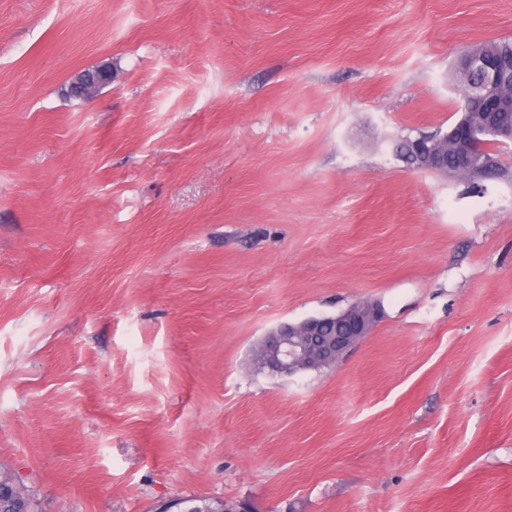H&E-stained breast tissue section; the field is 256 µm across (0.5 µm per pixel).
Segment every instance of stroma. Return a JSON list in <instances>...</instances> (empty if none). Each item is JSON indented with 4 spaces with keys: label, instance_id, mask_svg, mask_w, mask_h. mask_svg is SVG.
<instances>
[{
    "label": "stroma",
    "instance_id": "obj_1",
    "mask_svg": "<svg viewBox=\"0 0 512 512\" xmlns=\"http://www.w3.org/2000/svg\"><path fill=\"white\" fill-rule=\"evenodd\" d=\"M500 39L512 0H0V469L42 512H512V148L391 150ZM359 303L334 365L255 366Z\"/></svg>",
    "mask_w": 512,
    "mask_h": 512
}]
</instances>
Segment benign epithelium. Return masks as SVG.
Here are the masks:
<instances>
[{
  "instance_id": "obj_1",
  "label": "benign epithelium",
  "mask_w": 512,
  "mask_h": 512,
  "mask_svg": "<svg viewBox=\"0 0 512 512\" xmlns=\"http://www.w3.org/2000/svg\"><path fill=\"white\" fill-rule=\"evenodd\" d=\"M463 69L478 75L475 103L486 105L489 130L498 141L512 142V120L502 113L512 112V98L499 94V85L512 70V50L488 53L475 49L460 58ZM412 167L420 171H436L448 165V146L421 136L413 143ZM378 317L373 308L349 309L333 326L308 318L298 324H283L272 330L256 353L259 365L271 372L293 374L335 363L366 336Z\"/></svg>"
}]
</instances>
